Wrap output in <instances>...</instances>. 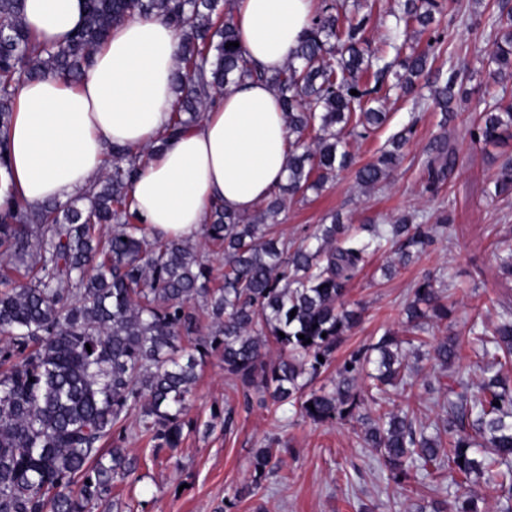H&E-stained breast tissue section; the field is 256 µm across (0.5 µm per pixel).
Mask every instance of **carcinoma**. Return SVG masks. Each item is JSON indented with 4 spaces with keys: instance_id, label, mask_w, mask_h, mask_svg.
<instances>
[{
    "instance_id": "1",
    "label": "carcinoma",
    "mask_w": 512,
    "mask_h": 512,
    "mask_svg": "<svg viewBox=\"0 0 512 512\" xmlns=\"http://www.w3.org/2000/svg\"><path fill=\"white\" fill-rule=\"evenodd\" d=\"M24 0H0V166L19 88L47 75L78 81L92 66L111 28L129 17H163L178 36L173 89L177 106L168 138L196 124L230 83L260 79L239 47L228 0H87L82 26L65 42L36 41L23 16ZM440 0H403L383 47L367 48L365 19L337 0L314 16L286 65L267 77L288 118L287 183L248 215L212 205L207 238L223 248L224 283L210 287V269L197 245L154 235L140 224L129 191L152 149L114 145L110 164L88 191L66 203L32 207L7 195L0 205V512H96L116 480L138 468L130 454L126 422L153 442L152 454L174 452L205 359L220 356L224 376L245 400L257 394L275 408L297 407L316 423L363 425L362 439L383 461L386 479L404 493L430 478L456 486L433 512H482L467 492L480 481L498 493L500 512H512V389L502 374L512 357V311L497 323L475 322L468 342L480 357L474 385L453 369L461 339L450 334L431 346L446 382L447 417L430 426L405 404L374 418L360 414L362 396L403 394L415 368L402 341L386 331L369 348L353 352L328 386L306 391L331 363L336 348L361 318L343 300L345 286L386 244L422 248L429 229L405 214L393 224H370L371 236L323 225L315 242L280 235L277 216L285 200H305L354 164L342 147L387 121L384 103L396 90L440 111L472 93L464 66L432 67L447 31H434L420 50L401 39L417 24L427 29ZM495 83L512 80V13L499 8ZM395 82L388 84L389 75ZM425 79L428 96L417 81ZM357 94L352 95L350 91ZM412 126L356 170L357 183L376 187L396 166ZM471 137L504 143L512 138V109L493 105L479 113ZM427 163V189L436 192L456 167V151L442 135ZM512 192V158L500 164L494 195ZM112 225L105 235L102 226ZM296 315H291V311ZM209 319L203 325L201 316ZM411 332L448 318L445 285L427 279L406 306ZM311 343H304L298 335ZM192 345L186 350L182 342ZM279 357H268L269 343ZM112 441V447L103 444ZM283 464L280 449H256L252 483L235 498L254 493Z\"/></svg>"
}]
</instances>
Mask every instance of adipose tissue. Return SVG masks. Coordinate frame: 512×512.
I'll return each instance as SVG.
<instances>
[{
	"mask_svg": "<svg viewBox=\"0 0 512 512\" xmlns=\"http://www.w3.org/2000/svg\"><path fill=\"white\" fill-rule=\"evenodd\" d=\"M85 13V0H25V22L47 44L63 41ZM233 14L247 61L272 74L310 26L314 0H235ZM177 44L166 20L135 15L112 29L78 84L50 76L23 85L0 198L13 192L33 206L66 202L105 168L110 146L157 144L160 152L130 189L132 207L152 233L199 235L215 200L252 213L286 175L291 135L277 96L261 80L229 85L198 124L164 140Z\"/></svg>",
	"mask_w": 512,
	"mask_h": 512,
	"instance_id": "1",
	"label": "adipose tissue"
}]
</instances>
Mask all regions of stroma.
Returning <instances> with one entry per match:
<instances>
[{"mask_svg": "<svg viewBox=\"0 0 512 512\" xmlns=\"http://www.w3.org/2000/svg\"><path fill=\"white\" fill-rule=\"evenodd\" d=\"M495 2L445 0L459 14L449 27L445 52L435 61L443 68L465 62L471 84L484 92V100L457 102L456 118L446 124L433 104L419 106L391 92L385 103L387 123L368 138L349 143L356 163L363 165L375 160L390 136L414 124L391 176L379 188L366 189L352 172H342L320 194L286 204L277 217L281 232L293 240L316 233L334 213L354 231L365 224L392 223L407 212L419 214L430 227L431 241L419 259L405 265L395 251L378 253L347 284L345 299L362 307V318L344 337L321 382L334 378L352 351L377 342L385 330L406 338L403 308L426 277L444 275L450 309L447 320L430 324V341L451 332L466 334L474 320L494 322L503 307H512V279L499 274L494 256L496 249L512 247V196L489 194L502 160L512 158V140L492 146L470 137L482 103L512 104V82L502 87L488 77L494 32L470 25L471 16L495 12ZM442 134L455 148L458 163L434 194L425 188V166L434 156L435 138ZM445 209L451 212L450 221L437 223ZM440 375V367L422 360L410 395L393 397L386 410L408 400L424 421L438 423L445 415L443 399L425 385ZM224 409L234 412L232 427L224 425ZM188 417L195 429L176 453L151 456L147 439L129 437L127 446L139 458L136 477L115 483L111 494L123 512H255L259 505L266 512H416L417 505H430L434 499L424 486L407 497L387 486L383 467L364 445L361 424H314L290 408L271 413L256 397L244 402L225 381L224 365L217 358L207 359L201 369ZM209 422L214 429L208 433L204 426ZM269 441L284 448L282 466L255 495L226 510L235 490L251 481L253 452Z\"/></svg>", "mask_w": 512, "mask_h": 512, "instance_id": "stroma-1", "label": "stroma"}]
</instances>
